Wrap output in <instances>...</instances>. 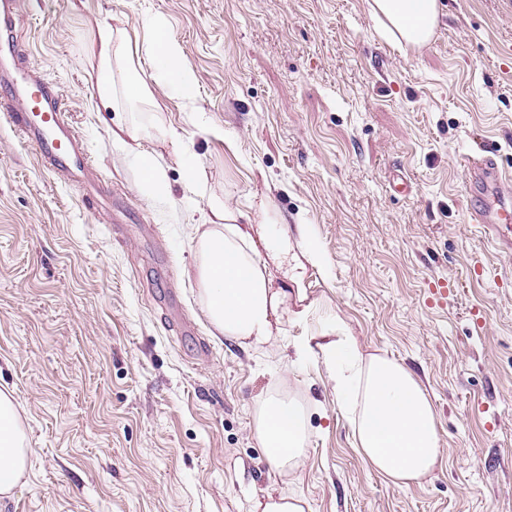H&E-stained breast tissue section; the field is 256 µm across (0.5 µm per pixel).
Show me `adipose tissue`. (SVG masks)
<instances>
[{
	"label": "adipose tissue",
	"mask_w": 512,
	"mask_h": 512,
	"mask_svg": "<svg viewBox=\"0 0 512 512\" xmlns=\"http://www.w3.org/2000/svg\"><path fill=\"white\" fill-rule=\"evenodd\" d=\"M371 14L384 35L413 49L431 42L439 20L438 0H369ZM143 40L122 28L97 27L93 52L98 93L112 103L115 92L127 101L155 105L156 89L191 95L195 76L183 63L182 48L158 18L145 24ZM149 69H142V61ZM154 138L182 159V138L163 124L145 129L119 119L112 132L118 145ZM253 222L241 223L232 195L208 199L191 231L196 241L194 271L202 312L216 335L249 349L271 350L288 321L306 318L304 275L322 266L324 255L310 225L295 229L278 224L269 196L254 206ZM298 253L288 251L290 237ZM319 355L338 399L352 414L358 446L371 467L397 485L430 477L439 461L440 444L432 404L420 383L398 361L363 354L346 324L330 318L301 350ZM256 433L270 464L295 469L306 452L307 426L302 405L278 395L258 403ZM27 465L24 432L12 398L0 392V495L16 486Z\"/></svg>",
	"instance_id": "ef3b65f1"
}]
</instances>
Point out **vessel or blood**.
I'll return each instance as SVG.
<instances>
[{"instance_id": "1", "label": "vessel or blood", "mask_w": 512, "mask_h": 512, "mask_svg": "<svg viewBox=\"0 0 512 512\" xmlns=\"http://www.w3.org/2000/svg\"><path fill=\"white\" fill-rule=\"evenodd\" d=\"M20 5V0H0V118L38 149L48 169L75 181L85 171L88 155L49 82L27 70L19 57L13 21ZM467 167L472 187L482 196L472 211L473 223L491 225L511 249L512 199L504 190L512 173L488 151L469 154Z\"/></svg>"}]
</instances>
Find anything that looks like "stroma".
<instances>
[{
    "label": "stroma",
    "instance_id": "stroma-1",
    "mask_svg": "<svg viewBox=\"0 0 512 512\" xmlns=\"http://www.w3.org/2000/svg\"><path fill=\"white\" fill-rule=\"evenodd\" d=\"M432 42L396 48L367 0H24L25 63L55 88L92 162L46 170L0 120V390L28 464L0 512H250L276 489L304 512H512V259L471 221L463 155L512 168V0H440ZM165 18L192 97L157 91L160 117L206 192L154 141L175 207L138 189L140 155L112 141L90 65L100 23ZM404 177L405 194L394 190ZM268 185L311 225V313L270 351L212 335L188 226L208 195L248 210ZM456 281L446 299L432 289ZM331 315L365 353L406 366L442 448L431 478L398 486L355 446L322 362L296 347ZM298 400L308 451L292 474L255 432L266 393Z\"/></svg>",
    "mask_w": 512,
    "mask_h": 512
}]
</instances>
